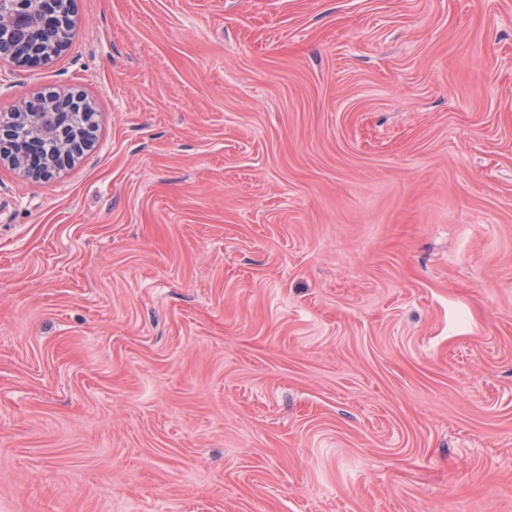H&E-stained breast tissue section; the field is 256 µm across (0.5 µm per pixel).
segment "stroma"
I'll return each mask as SVG.
<instances>
[{"instance_id":"obj_1","label":"stroma","mask_w":512,"mask_h":512,"mask_svg":"<svg viewBox=\"0 0 512 512\" xmlns=\"http://www.w3.org/2000/svg\"><path fill=\"white\" fill-rule=\"evenodd\" d=\"M0 113V512H512V0H76ZM42 97L46 102L42 101ZM70 101V105H65ZM80 102L83 108H90L80 93L74 92H48L39 97H34L30 102L15 112L0 113V160L8 161L19 173L26 178L42 179L46 177L41 153L37 148L36 139L40 137H53L58 140L60 153L50 160V164L57 168L71 155L73 158L81 153L80 149L87 147L89 142L83 145L79 140L73 139L77 133L75 121L76 114L72 110L74 102ZM56 105L62 108V112H48L44 125L41 119L42 112H34L41 106L53 109ZM22 127L26 128L25 135L19 137L17 132ZM40 157V163L32 162Z\"/></svg>"}]
</instances>
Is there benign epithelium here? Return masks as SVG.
I'll use <instances>...</instances> for the list:
<instances>
[{"instance_id":"7a95c632","label":"benign epithelium","mask_w":512,"mask_h":512,"mask_svg":"<svg viewBox=\"0 0 512 512\" xmlns=\"http://www.w3.org/2000/svg\"><path fill=\"white\" fill-rule=\"evenodd\" d=\"M8 9L0 8V56L22 54V63H46L51 57L43 50V37L59 40L56 53L66 47L61 30L68 18L59 0H7ZM90 107L80 94L48 92L35 97L15 112L0 113V160L9 162L19 173L32 179L46 177L45 162L33 164L40 151L36 139L53 137L58 140L60 153L50 161L54 167L85 148L74 139L76 114L73 103Z\"/></svg>"}]
</instances>
